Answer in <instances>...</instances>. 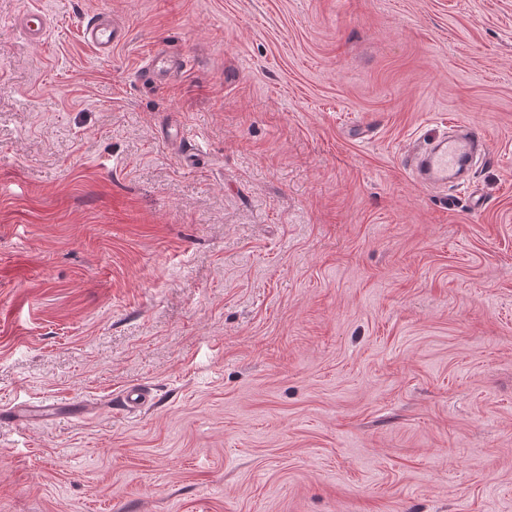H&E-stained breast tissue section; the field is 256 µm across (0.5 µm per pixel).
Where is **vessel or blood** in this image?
Here are the masks:
<instances>
[{
    "label": "vessel or blood",
    "mask_w": 512,
    "mask_h": 512,
    "mask_svg": "<svg viewBox=\"0 0 512 512\" xmlns=\"http://www.w3.org/2000/svg\"><path fill=\"white\" fill-rule=\"evenodd\" d=\"M23 31L36 43H44L48 35V17L43 9L25 10L19 19ZM80 35L100 58L107 59L114 48L127 40L124 24L106 14L94 16L83 24ZM180 60L169 59L165 51H158L145 61L139 75L145 80L154 81L165 76L170 70L183 68ZM487 142L476 130H468L466 135H448L426 149L414 148L409 153V166L414 178L425 185L447 184L465 171L476 149L486 148Z\"/></svg>",
    "instance_id": "b4317fda"
}]
</instances>
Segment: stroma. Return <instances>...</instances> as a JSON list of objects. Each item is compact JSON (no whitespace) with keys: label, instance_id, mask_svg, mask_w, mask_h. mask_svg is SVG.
Here are the masks:
<instances>
[{"label":"stroma","instance_id":"35a3bbf8","mask_svg":"<svg viewBox=\"0 0 512 512\" xmlns=\"http://www.w3.org/2000/svg\"><path fill=\"white\" fill-rule=\"evenodd\" d=\"M0 512H512V0H0ZM23 31L37 44H43L48 35V17L41 8L25 10L19 19ZM127 34L124 24L104 13L88 20L80 31L82 40L102 59H109L112 56V49L126 42ZM185 65L182 60H170L164 50L151 55L139 69V76L145 81H155L165 76L170 70L181 69ZM464 136L448 135L424 150L412 149L408 156L414 178L424 185H447L465 171L472 161L473 149H488L486 140L476 130L466 128Z\"/></svg>","mask_w":512,"mask_h":512}]
</instances>
